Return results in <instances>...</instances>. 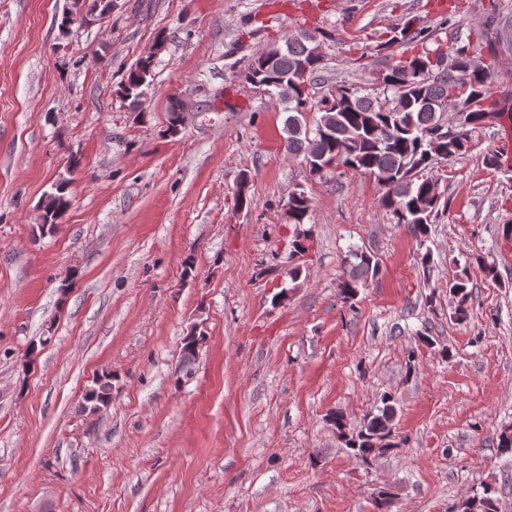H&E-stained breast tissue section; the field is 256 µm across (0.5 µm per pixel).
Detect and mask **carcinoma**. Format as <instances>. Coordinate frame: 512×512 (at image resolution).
<instances>
[{"label":"carcinoma","instance_id":"obj_1","mask_svg":"<svg viewBox=\"0 0 512 512\" xmlns=\"http://www.w3.org/2000/svg\"><path fill=\"white\" fill-rule=\"evenodd\" d=\"M104 0H73L64 13L82 12L99 16ZM384 48L399 49L386 65L384 84L368 88L348 81L330 83L324 78L325 63L312 57L314 32L299 28L284 37L281 53L265 59L255 58L248 68L249 82L269 89L285 83L288 92L276 93L289 112L285 119L284 150L300 158L312 174L336 168L342 173L368 174L383 192L379 206L396 224H402L425 249L421 254L423 272L433 268V255L426 243L439 213L448 209L449 198L431 193L438 179L424 175L437 161L453 162L468 155L475 146L476 134L486 128L487 114L497 112L508 99L490 86L494 61H482L484 50L501 40L499 14L492 12L481 23L476 40L454 41L446 48L441 43L431 48L430 34L412 23L398 24L389 31ZM155 59L143 55L130 68L120 88L121 95L136 106L143 84L153 76ZM412 70L415 83L405 85V74ZM323 86L320 97L313 89ZM337 91L338 96L331 95ZM317 112L314 126L304 115ZM68 181L59 180L54 192L41 203L44 222L37 225L40 235H52L70 206L66 195ZM288 221L305 223L311 210L306 191L291 195L287 202ZM468 261L459 274L448 281V295L454 302L451 317L463 320L469 315L471 299ZM378 272L374 256L356 249L345 260L338 288L342 298H354L359 289ZM206 335L193 326L182 340L181 363L196 359ZM112 401V373L93 378L83 397L80 411L95 415ZM378 413L364 419L356 428L347 425L344 416L332 418L345 447L367 460L383 454L400 443L394 441L393 420L396 408L389 395L381 397ZM454 512H498L497 502L485 489L459 502Z\"/></svg>","mask_w":512,"mask_h":512}]
</instances>
